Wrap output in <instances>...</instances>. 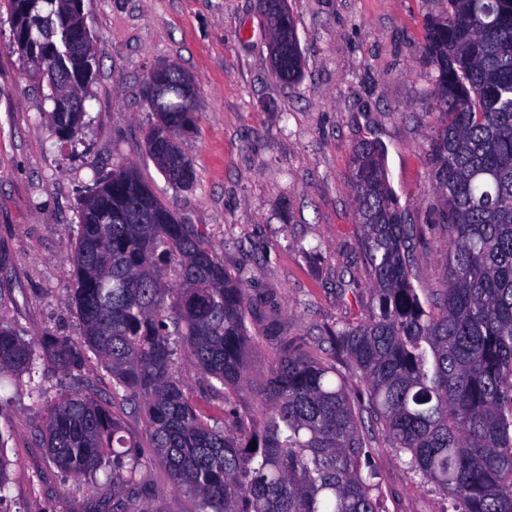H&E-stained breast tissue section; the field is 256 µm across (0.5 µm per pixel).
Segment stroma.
I'll return each instance as SVG.
<instances>
[{"label": "stroma", "mask_w": 512, "mask_h": 512, "mask_svg": "<svg viewBox=\"0 0 512 512\" xmlns=\"http://www.w3.org/2000/svg\"><path fill=\"white\" fill-rule=\"evenodd\" d=\"M305 58L302 79L275 75L258 0H84L98 55L80 145L51 135L45 89L10 46L0 15V319L24 336H78L67 299L76 210L97 174L127 165L173 211L204 231L252 297V373L266 372L281 337L301 336L328 357L326 326L360 318L370 297L360 261L351 149L378 142L406 223L421 233L415 287L434 297L445 278L448 235L438 222L426 162L436 112L422 47L448 0H288ZM172 64L199 87L196 127L181 140L196 181L172 188L149 157L143 91L155 65ZM43 412L25 387L0 391V453L9 461L6 512H89L107 496L105 474L62 472L44 447ZM407 454L376 430L370 464L385 512H448L421 485ZM146 512H194L161 465L145 470Z\"/></svg>", "instance_id": "35a3bbf8"}]
</instances>
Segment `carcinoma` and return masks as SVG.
I'll return each instance as SVG.
<instances>
[{"mask_svg": "<svg viewBox=\"0 0 512 512\" xmlns=\"http://www.w3.org/2000/svg\"><path fill=\"white\" fill-rule=\"evenodd\" d=\"M10 46L49 89L54 136L79 142L84 92L97 56L84 0H0ZM437 121L427 154L448 231L447 276L432 305L410 273L416 235L403 221L379 149H352L359 248L369 277L364 317L325 331L343 368L301 338L283 343L263 378H249L246 281L224 268L196 224L170 210L131 168L97 177L78 211L70 288L81 335L28 340L0 321V374L55 381L32 391L45 407V441L61 471L92 477L112 466V497L93 512H143L142 470L166 467L197 512H379L363 415L409 455L419 481L452 512H512V0H448L427 23ZM280 79L303 70L293 18L277 37ZM183 72L149 103L148 154L167 182L196 173L178 139L195 126L183 111ZM112 390L72 386L90 360ZM216 380V420L185 391L182 361ZM362 380L355 397L346 375ZM146 441L127 435L125 415ZM151 453H145V449Z\"/></svg>", "mask_w": 512, "mask_h": 512, "instance_id": "1", "label": "carcinoma"}]
</instances>
